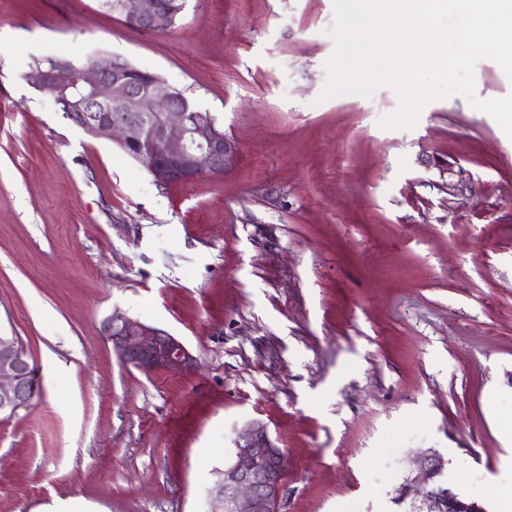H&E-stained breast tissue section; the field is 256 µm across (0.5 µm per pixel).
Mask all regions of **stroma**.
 Segmentation results:
<instances>
[{"mask_svg":"<svg viewBox=\"0 0 512 512\" xmlns=\"http://www.w3.org/2000/svg\"><path fill=\"white\" fill-rule=\"evenodd\" d=\"M333 22V0H186L143 33L100 0H0V334L39 380L0 416V512H212L252 420L286 458L277 512H395L427 449L469 497L512 475V138L460 95L411 129L379 126L388 87L317 103ZM103 54L211 113L223 177L157 186L26 79ZM116 309L195 367L123 364Z\"/></svg>","mask_w":512,"mask_h":512,"instance_id":"stroma-1","label":"stroma"}]
</instances>
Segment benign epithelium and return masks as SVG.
Listing matches in <instances>:
<instances>
[{
	"mask_svg": "<svg viewBox=\"0 0 512 512\" xmlns=\"http://www.w3.org/2000/svg\"><path fill=\"white\" fill-rule=\"evenodd\" d=\"M110 7L134 28L156 33L175 24L184 0H111ZM27 80L86 135L111 139L131 153L160 187L222 177L234 162L235 146L209 113L186 98L171 105L179 90L121 57L75 71L52 61L32 68ZM103 332L119 360L145 374L186 372L196 363L177 337L120 310L107 316ZM36 390L27 352L14 337L0 335V415L29 408ZM234 444L233 461L220 472L213 499L222 512H275L285 489L283 451L259 422L243 425ZM444 468L435 451L417 456L400 487L402 499L417 512H484L479 501L451 487L443 490L436 478Z\"/></svg>",
	"mask_w": 512,
	"mask_h": 512,
	"instance_id": "1",
	"label": "benign epithelium"
}]
</instances>
